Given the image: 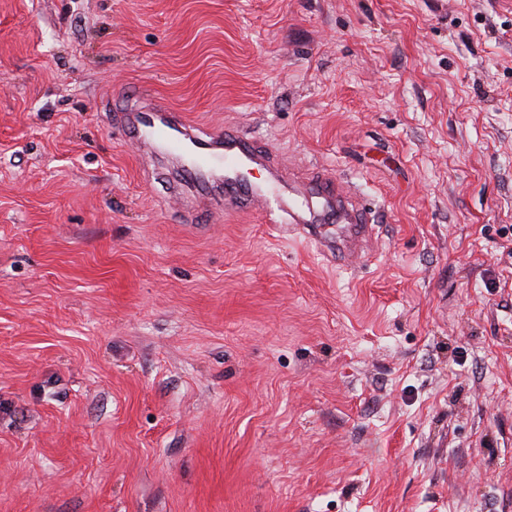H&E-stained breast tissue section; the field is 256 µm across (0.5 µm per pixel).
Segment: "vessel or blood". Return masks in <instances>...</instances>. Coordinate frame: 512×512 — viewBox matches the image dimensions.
Masks as SVG:
<instances>
[{"label": "vessel or blood", "mask_w": 512, "mask_h": 512, "mask_svg": "<svg viewBox=\"0 0 512 512\" xmlns=\"http://www.w3.org/2000/svg\"><path fill=\"white\" fill-rule=\"evenodd\" d=\"M119 127L123 140L142 156L151 159L163 153L182 160L181 186L174 196L185 201L186 215L200 210L252 213L271 207L270 187L275 184L289 202L287 221L276 227L279 235L316 243L331 257H362L373 249V225L367 218L366 202L344 189L327 171L300 177L278 154L248 135L236 129L201 131L183 113L151 94L120 113ZM244 167L264 171L265 183L240 179ZM308 194L335 215L342 225L339 235L326 234L311 214L295 205V198Z\"/></svg>", "instance_id": "vessel-or-blood-1"}]
</instances>
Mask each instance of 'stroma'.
Returning <instances> with one entry per match:
<instances>
[{
	"mask_svg": "<svg viewBox=\"0 0 512 512\" xmlns=\"http://www.w3.org/2000/svg\"><path fill=\"white\" fill-rule=\"evenodd\" d=\"M143 88L376 249L186 219ZM0 512H512V0H0Z\"/></svg>",
	"mask_w": 512,
	"mask_h": 512,
	"instance_id": "35a3bbf8",
	"label": "stroma"
}]
</instances>
